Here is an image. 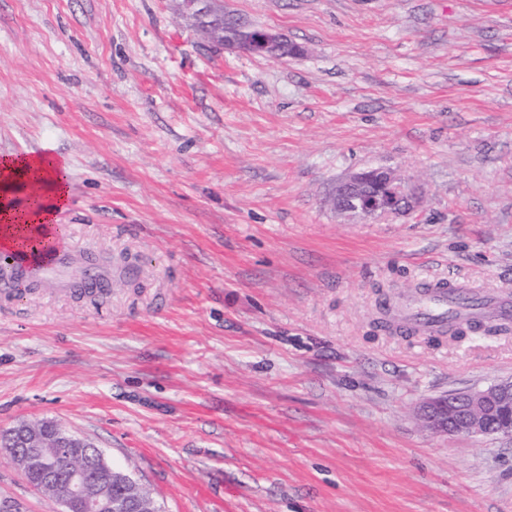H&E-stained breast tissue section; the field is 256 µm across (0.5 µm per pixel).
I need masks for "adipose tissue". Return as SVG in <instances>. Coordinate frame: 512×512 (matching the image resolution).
I'll return each mask as SVG.
<instances>
[{"mask_svg":"<svg viewBox=\"0 0 512 512\" xmlns=\"http://www.w3.org/2000/svg\"><path fill=\"white\" fill-rule=\"evenodd\" d=\"M69 168L49 153L0 158V247L20 251L22 240L45 246L63 237L56 215L69 195Z\"/></svg>","mask_w":512,"mask_h":512,"instance_id":"ef3b65f1","label":"adipose tissue"}]
</instances>
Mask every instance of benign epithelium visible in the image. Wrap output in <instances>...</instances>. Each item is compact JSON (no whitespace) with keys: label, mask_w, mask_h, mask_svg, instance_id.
<instances>
[{"label":"benign epithelium","mask_w":512,"mask_h":512,"mask_svg":"<svg viewBox=\"0 0 512 512\" xmlns=\"http://www.w3.org/2000/svg\"><path fill=\"white\" fill-rule=\"evenodd\" d=\"M182 15L214 47L272 57L285 35L269 27H245L234 39L223 36L219 20L224 17L223 0H181ZM412 197L406 181L383 168L356 173L336 185V210L363 216L389 215L401 210ZM421 411L428 426L448 435H512V381H502L484 389L450 393L430 398ZM15 445L9 461L24 472L39 471L45 483L61 487L56 494L61 512H160L146 507L142 486L118 469L95 448L75 464L74 448L90 443L56 423H21L0 430V440Z\"/></svg>","instance_id":"benign-epithelium-1"}]
</instances>
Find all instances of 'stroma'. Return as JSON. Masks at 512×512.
Listing matches in <instances>:
<instances>
[{
    "label": "stroma",
    "instance_id": "stroma-1",
    "mask_svg": "<svg viewBox=\"0 0 512 512\" xmlns=\"http://www.w3.org/2000/svg\"><path fill=\"white\" fill-rule=\"evenodd\" d=\"M224 7L304 54L205 45L179 0H0V156L67 161L72 254L0 288V430L58 423L160 512H512V436L418 414L511 378L512 329L377 326L426 276L512 293V0ZM371 167L415 210L336 212ZM1 502L62 509L6 460Z\"/></svg>",
    "mask_w": 512,
    "mask_h": 512
}]
</instances>
